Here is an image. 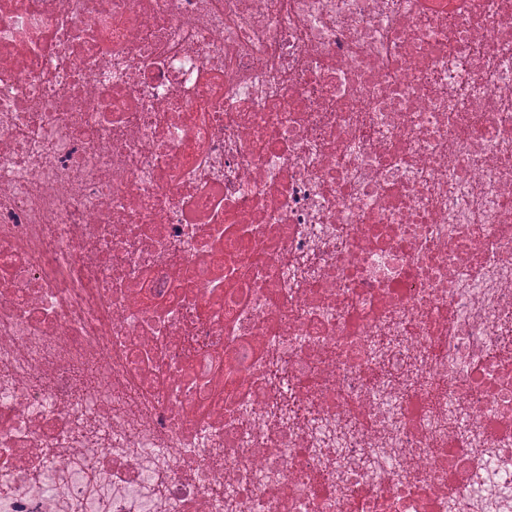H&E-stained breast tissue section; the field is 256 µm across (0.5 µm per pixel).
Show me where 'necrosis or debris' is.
<instances>
[{"mask_svg":"<svg viewBox=\"0 0 512 512\" xmlns=\"http://www.w3.org/2000/svg\"><path fill=\"white\" fill-rule=\"evenodd\" d=\"M0 512H512V0H0Z\"/></svg>","mask_w":512,"mask_h":512,"instance_id":"1","label":"necrosis or debris"}]
</instances>
